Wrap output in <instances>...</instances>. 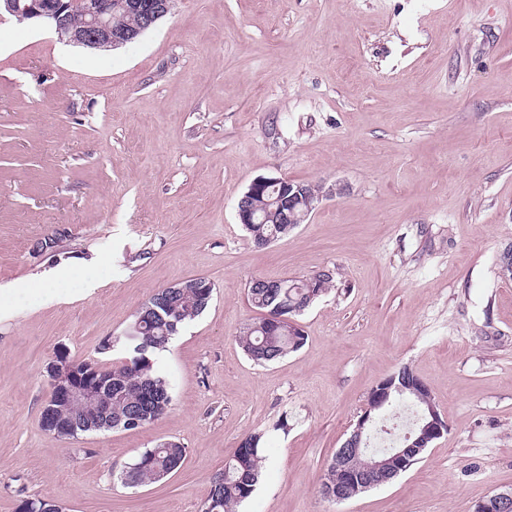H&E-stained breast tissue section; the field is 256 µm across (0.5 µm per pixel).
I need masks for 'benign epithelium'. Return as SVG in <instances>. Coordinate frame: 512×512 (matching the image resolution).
Segmentation results:
<instances>
[{
  "instance_id": "7a95c632",
  "label": "benign epithelium",
  "mask_w": 512,
  "mask_h": 512,
  "mask_svg": "<svg viewBox=\"0 0 512 512\" xmlns=\"http://www.w3.org/2000/svg\"><path fill=\"white\" fill-rule=\"evenodd\" d=\"M174 0H127L123 5L126 13L136 18L134 25L112 23V8L108 0H86L84 23L80 27L70 24V14L75 0H54L45 5L44 0H0V16H26L34 23L51 26L58 36L88 49L115 48L136 40L168 14ZM276 193L275 207L267 209L264 195ZM328 196L322 189L307 187L283 177L255 178L238 202L237 215L240 223L253 224L257 213L275 224H293L297 207L312 212L319 202ZM49 410L44 425L62 438L76 431L82 421L95 420L112 424V377L98 374L95 380L85 377L83 368L70 359L65 350L54 353L47 364ZM391 397V388L375 386L369 393L366 412L358 419L351 435L336 451L332 459L336 471L349 481L357 480L352 471V459L364 451L369 454L367 471L377 474L386 467L408 469L429 443L448 431L447 423L435 408L419 419L418 427L406 436L397 447L378 453L360 449L359 443L369 412L378 410ZM475 512H512V489L492 494L480 502Z\"/></svg>"
}]
</instances>
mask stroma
Wrapping results in <instances>:
<instances>
[{
  "label": "stroma",
  "mask_w": 512,
  "mask_h": 512,
  "mask_svg": "<svg viewBox=\"0 0 512 512\" xmlns=\"http://www.w3.org/2000/svg\"><path fill=\"white\" fill-rule=\"evenodd\" d=\"M324 198L255 247L237 203L257 177ZM512 0H174L135 42L89 50L0 17V289L91 264L61 300L0 320V512H198L241 439L263 477L241 512H474L512 489ZM328 271L305 345L254 364L251 279ZM203 277L208 308L160 357L172 396L135 429L40 424L57 349L109 367L137 309ZM448 431L408 471L331 502L326 466L400 367ZM174 440L182 467L119 475ZM186 456V448L176 441L159 443L142 451L121 471L119 478L128 487L156 483L177 471Z\"/></svg>",
  "instance_id": "35a3bbf8"
}]
</instances>
